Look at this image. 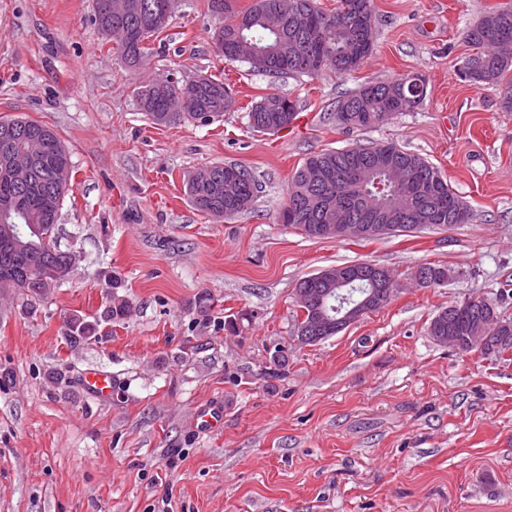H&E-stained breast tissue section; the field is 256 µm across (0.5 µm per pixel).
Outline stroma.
<instances>
[{"label": "stroma", "mask_w": 512, "mask_h": 512, "mask_svg": "<svg viewBox=\"0 0 512 512\" xmlns=\"http://www.w3.org/2000/svg\"><path fill=\"white\" fill-rule=\"evenodd\" d=\"M499 2L372 0L377 45L359 70L273 78L218 57L207 0H180L136 71L93 24L94 0H0V117L44 123L68 148L57 244L76 256L34 313L0 295V512H512V359L427 333L468 297L512 318V112L498 87L459 76L466 27ZM201 74L234 94L222 121L155 126L138 110L139 84ZM402 75L425 81L418 109L370 129L337 122L345 93ZM272 93L296 118L256 132L247 113ZM381 142L438 167L471 221L366 241L277 223L303 159ZM214 162L261 187L223 222L183 182ZM359 261L395 273L390 303L293 341L297 282ZM425 263L447 282L419 286ZM110 274L131 315L70 349L68 315L96 313ZM203 296L223 326L200 323ZM187 340L198 351L178 359ZM278 348L288 362L275 374ZM89 370L111 373L107 399L81 389ZM205 405L223 412L214 427L196 418Z\"/></svg>", "instance_id": "obj_1"}]
</instances>
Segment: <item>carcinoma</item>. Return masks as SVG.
Listing matches in <instances>:
<instances>
[{
	"label": "carcinoma",
	"mask_w": 512,
	"mask_h": 512,
	"mask_svg": "<svg viewBox=\"0 0 512 512\" xmlns=\"http://www.w3.org/2000/svg\"><path fill=\"white\" fill-rule=\"evenodd\" d=\"M110 0H94L93 20L97 27H112V42L116 45L125 66L135 71L139 60L149 50V42L162 32L164 24L158 21L156 4L161 0H133L138 4L134 13H115L109 9ZM296 10L283 18L280 36L273 35L268 26L269 17L279 11L280 0H251L247 8L238 9L235 0H208L211 15L224 24V51L236 55V61L271 77L282 74H302L314 77L319 70L313 66L317 55L331 58L330 68L340 75L355 71L373 53L376 29L364 28L361 17L373 12L372 0H337L336 8L326 11L317 0H295ZM363 35L365 51L362 60L355 62L346 53L350 35ZM512 41V9L497 5L487 10L482 17L464 33V40L472 53L465 57L466 81L476 87L498 86L501 90L500 107L512 112V56L496 53L495 45L501 40ZM134 95L140 111L154 125H167L180 121L199 122L209 125L220 120L231 110L235 100L224 81L212 75L200 76V81L179 84L171 89L170 77H159L137 86ZM426 95L424 81L415 75H403L389 82L363 85L338 101L336 119L348 128H370L378 125V116L383 112H412L423 102ZM294 101L277 94H268L251 106L248 112L249 126L263 133H271L288 127L295 119ZM14 127L11 142L14 148H28V130L43 133L46 156L39 163L40 194L54 195L63 202L69 185L54 181L53 170L64 162L70 163L69 152L57 133L43 123L30 120L1 119L0 128ZM403 167L409 175L422 185V191L408 199V210L404 212L393 233L419 231L417 225L431 224L446 229L454 224H466L470 212L462 198L448 184L441 170L419 154L410 152L390 142L380 146H355L341 150H323L305 158L288 184L287 200L278 213V223L303 231L309 239H321L311 225L321 223V218L310 217L304 210L308 198L325 196L332 200L334 210L344 215L348 223H358V213L348 207L352 195L349 187L342 184L311 182L309 170L319 167L336 171L353 165L369 170L364 183L365 190L382 205L394 202L396 190L387 173L379 166L378 157ZM229 167L241 174L238 192L234 196L224 193V173L210 174L200 170L186 179V194L195 209L216 219L236 217L248 211L254 203L259 184L251 173L238 164L213 163V166ZM9 192L30 197L32 210L37 212L36 223L39 234L30 233L25 238L28 246L20 252L0 249V288L13 291L22 299V306L30 309L33 303L48 297L64 282L69 274L73 256L57 245L55 228L60 207L49 212L40 211L39 197L23 187L8 188L0 182V196ZM321 276L316 273L301 279L295 295L306 296L311 306H322L330 320H336V293H327L328 286L321 284L313 289L312 284ZM363 291L355 293L358 300L369 294L371 287L361 283ZM118 279H112L109 304L97 315L89 318L74 314L67 321L65 339L72 347L99 341L104 328L123 322L130 313L129 300L119 296ZM371 308L378 310L390 302L381 288L375 290ZM491 318H499V312L485 307L475 309L459 301L439 311L428 326L430 336L445 343L448 336L452 347L461 354L479 353L484 358H502L507 349L512 350V320L506 319V327L500 332L502 338L495 339L486 329Z\"/></svg>",
	"instance_id": "1"
}]
</instances>
